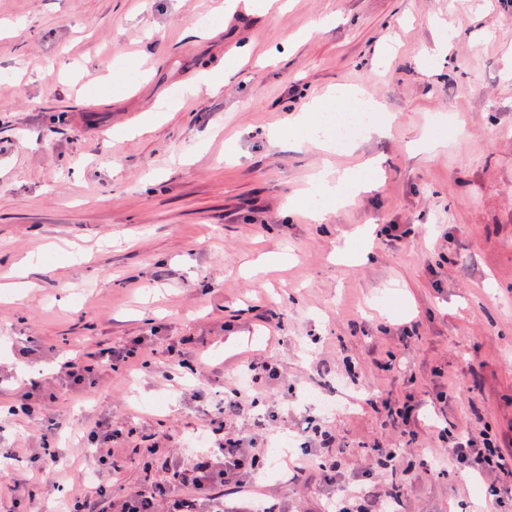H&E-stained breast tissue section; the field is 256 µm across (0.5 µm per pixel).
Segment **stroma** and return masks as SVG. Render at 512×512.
<instances>
[{
	"instance_id": "1",
	"label": "stroma",
	"mask_w": 512,
	"mask_h": 512,
	"mask_svg": "<svg viewBox=\"0 0 512 512\" xmlns=\"http://www.w3.org/2000/svg\"><path fill=\"white\" fill-rule=\"evenodd\" d=\"M0 0V407L20 371L54 395L66 468L39 470L38 424L0 433L19 456L0 468V512L61 483L90 496L164 483L192 463L203 431L194 391L219 401L247 358L280 364L226 422L251 432L278 412L277 438L323 417L342 473L362 449H401L403 512H494L479 482L448 467L428 429L409 439L378 398L402 405L455 391L446 409L477 434L512 428V0ZM138 71L115 87V67ZM220 93L187 95L207 69ZM357 87L386 125L354 150L267 134L336 87ZM171 111L148 116L157 101ZM377 157L376 191L321 223L287 216L323 159ZM413 229L395 247L380 230ZM152 337L144 371L105 369L94 391L54 383L60 361ZM43 352L21 353L27 339ZM319 388L339 403L324 411ZM129 435L99 445L85 483L86 431L102 418ZM245 494L277 512H325L318 468L287 481L296 448L257 442Z\"/></svg>"
}]
</instances>
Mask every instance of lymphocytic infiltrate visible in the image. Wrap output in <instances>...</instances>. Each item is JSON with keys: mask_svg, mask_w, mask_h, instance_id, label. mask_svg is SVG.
Here are the masks:
<instances>
[{"mask_svg": "<svg viewBox=\"0 0 512 512\" xmlns=\"http://www.w3.org/2000/svg\"><path fill=\"white\" fill-rule=\"evenodd\" d=\"M145 341L136 339L130 345L103 347L65 361L55 376L56 382L66 388L84 391L91 388L102 368L115 363L131 364L144 357ZM242 399L240 390H233L222 405L205 410L208 421L205 430L206 448L199 455V463L183 473L178 483L158 486L151 490H129L119 499V512H254L250 504L227 503L223 488L237 490L252 482L261 468L252 449L255 437L239 435L220 436L218 422L236 408ZM383 407L393 424L402 432L415 434L416 430L431 427L440 440L448 444V463L478 479L485 488L486 498L499 506L512 504V434L482 432L473 436L455 431L448 419H429L422 401L408 400L403 406L392 407L383 400ZM10 416L41 424L42 440L55 438L61 427L43 398L38 385L22 389L8 405ZM303 445L315 453L323 481L333 496V512H398L401 505L399 491L391 489L376 500H368L362 484L350 485L342 472L332 447L335 437L322 420L306 416L301 427Z\"/></svg>", "mask_w": 512, "mask_h": 512, "instance_id": "lymphocytic-infiltrate-1", "label": "lymphocytic infiltrate"}]
</instances>
